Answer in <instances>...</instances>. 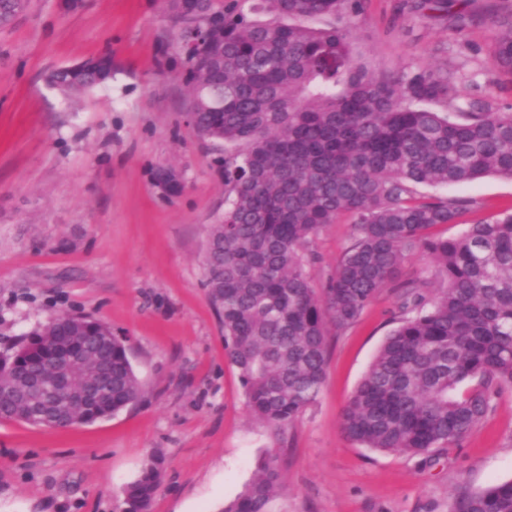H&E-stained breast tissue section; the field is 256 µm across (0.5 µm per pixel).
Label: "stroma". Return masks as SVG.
<instances>
[{
	"label": "stroma",
	"mask_w": 512,
	"mask_h": 512,
	"mask_svg": "<svg viewBox=\"0 0 512 512\" xmlns=\"http://www.w3.org/2000/svg\"><path fill=\"white\" fill-rule=\"evenodd\" d=\"M413 2L364 0L345 18L354 59L399 76L433 66L462 100L512 113V74L489 58L493 0H453L447 14L411 11ZM175 33L163 0H28L0 28V352L80 311L125 337L145 384L138 403L92 424L0 423V512H122L125 485L153 458L152 512H222L274 448L285 484L273 512H448L458 486L512 480V387L429 457L344 434L342 411L395 327L389 287L331 332L326 382L284 438L248 413L203 286L208 230L224 213V147L186 121ZM105 53L107 83L73 94L48 84L51 70ZM160 166L181 171L179 195L154 183ZM422 193L472 203L462 223L432 228L437 237L512 207V181L493 176ZM352 236L345 213L313 237L315 287Z\"/></svg>",
	"instance_id": "obj_1"
}]
</instances>
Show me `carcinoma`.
I'll return each instance as SVG.
<instances>
[{
    "mask_svg": "<svg viewBox=\"0 0 512 512\" xmlns=\"http://www.w3.org/2000/svg\"><path fill=\"white\" fill-rule=\"evenodd\" d=\"M363 0H168L183 38L202 41L185 61L192 125L224 144V215L211 225L204 287L224 323L250 414L285 435L325 383L329 327L352 326L384 288L400 299L389 334L343 412L357 444L411 456L460 441L512 386V208L457 238L429 229L458 224L465 205L420 187L486 175L512 180V113L470 106L448 76L427 66L407 77L355 63L336 21ZM501 28L492 64L512 73V0H494ZM313 21L323 25L314 27ZM112 79V56L54 69L47 81L77 93ZM438 104L444 111L427 108ZM354 235L325 287L305 254L338 215ZM426 251L429 281L398 283L408 253ZM62 339L53 321L0 353V420L33 426L108 418L136 402L143 383L110 326L78 314ZM61 345L87 351L78 371L112 370V401L73 406L56 386ZM156 462L124 490V512H151ZM284 488L272 450L224 512H270ZM451 512H512V480L453 495Z\"/></svg>",
    "mask_w": 512,
    "mask_h": 512,
    "instance_id": "1",
    "label": "carcinoma"
}]
</instances>
